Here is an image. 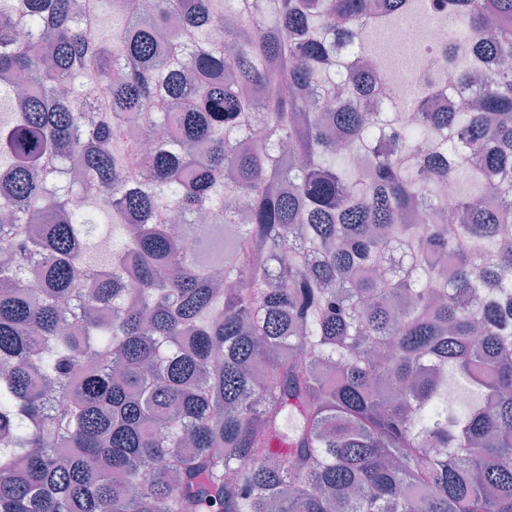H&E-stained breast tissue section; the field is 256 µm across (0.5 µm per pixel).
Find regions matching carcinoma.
<instances>
[{"mask_svg":"<svg viewBox=\"0 0 512 512\" xmlns=\"http://www.w3.org/2000/svg\"><path fill=\"white\" fill-rule=\"evenodd\" d=\"M420 6L122 0L107 40L100 0H0V512H512V0H433L470 97L369 112L371 27Z\"/></svg>","mask_w":512,"mask_h":512,"instance_id":"1","label":"carcinoma"}]
</instances>
